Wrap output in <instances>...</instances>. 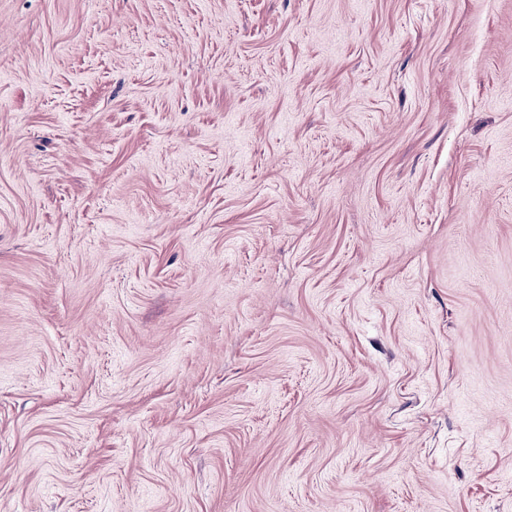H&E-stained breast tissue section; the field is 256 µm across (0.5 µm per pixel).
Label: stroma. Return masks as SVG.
Returning a JSON list of instances; mask_svg holds the SVG:
<instances>
[{
    "instance_id": "1",
    "label": "stroma",
    "mask_w": 512,
    "mask_h": 512,
    "mask_svg": "<svg viewBox=\"0 0 512 512\" xmlns=\"http://www.w3.org/2000/svg\"><path fill=\"white\" fill-rule=\"evenodd\" d=\"M0 512H512V0H0Z\"/></svg>"
}]
</instances>
